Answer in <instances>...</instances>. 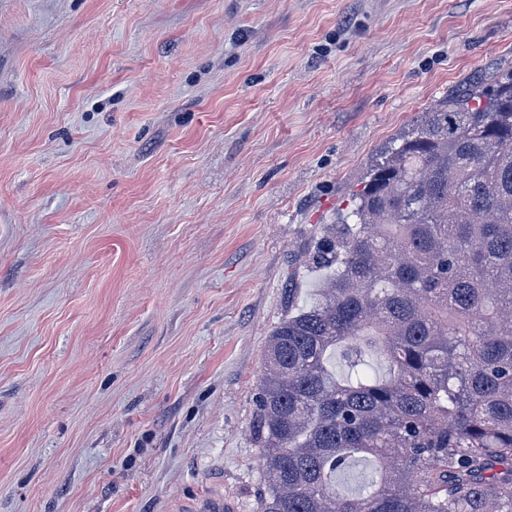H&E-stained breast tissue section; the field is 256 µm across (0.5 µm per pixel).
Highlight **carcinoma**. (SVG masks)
Here are the masks:
<instances>
[{"label":"carcinoma","instance_id":"obj_1","mask_svg":"<svg viewBox=\"0 0 512 512\" xmlns=\"http://www.w3.org/2000/svg\"><path fill=\"white\" fill-rule=\"evenodd\" d=\"M351 202L269 338L258 512H512V71L423 113Z\"/></svg>","mask_w":512,"mask_h":512}]
</instances>
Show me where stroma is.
<instances>
[{
  "label": "stroma",
  "mask_w": 512,
  "mask_h": 512,
  "mask_svg": "<svg viewBox=\"0 0 512 512\" xmlns=\"http://www.w3.org/2000/svg\"><path fill=\"white\" fill-rule=\"evenodd\" d=\"M512 69V0H0V512H257L319 224Z\"/></svg>",
  "instance_id": "1"
}]
</instances>
